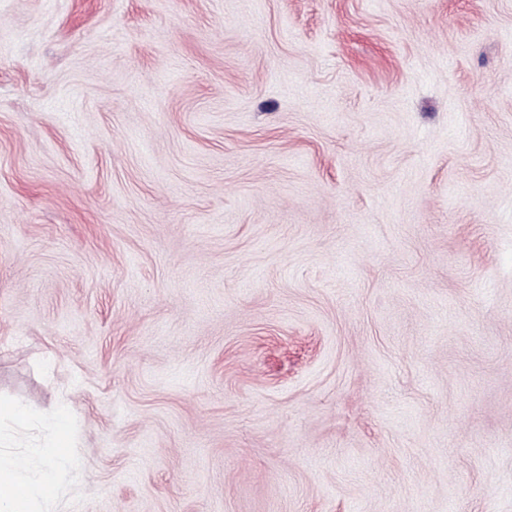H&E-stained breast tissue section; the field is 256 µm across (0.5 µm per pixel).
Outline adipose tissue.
Returning a JSON list of instances; mask_svg holds the SVG:
<instances>
[{"label":"adipose tissue","mask_w":512,"mask_h":512,"mask_svg":"<svg viewBox=\"0 0 512 512\" xmlns=\"http://www.w3.org/2000/svg\"><path fill=\"white\" fill-rule=\"evenodd\" d=\"M43 424L46 437L27 455H0V512H36L40 507L52 512L58 498V469L78 467L67 451L71 434L67 406L45 416Z\"/></svg>","instance_id":"adipose-tissue-1"}]
</instances>
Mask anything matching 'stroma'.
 I'll return each instance as SVG.
<instances>
[{
	"mask_svg": "<svg viewBox=\"0 0 512 512\" xmlns=\"http://www.w3.org/2000/svg\"><path fill=\"white\" fill-rule=\"evenodd\" d=\"M0 399L65 512H512V0H0Z\"/></svg>",
	"mask_w": 512,
	"mask_h": 512,
	"instance_id": "obj_1",
	"label": "stroma"
}]
</instances>
